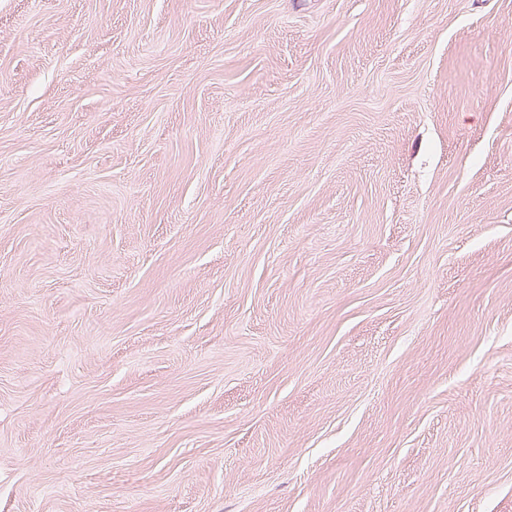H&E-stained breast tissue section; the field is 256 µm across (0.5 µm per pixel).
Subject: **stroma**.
<instances>
[{
    "label": "stroma",
    "instance_id": "1",
    "mask_svg": "<svg viewBox=\"0 0 512 512\" xmlns=\"http://www.w3.org/2000/svg\"><path fill=\"white\" fill-rule=\"evenodd\" d=\"M0 512H512V0H0Z\"/></svg>",
    "mask_w": 512,
    "mask_h": 512
}]
</instances>
